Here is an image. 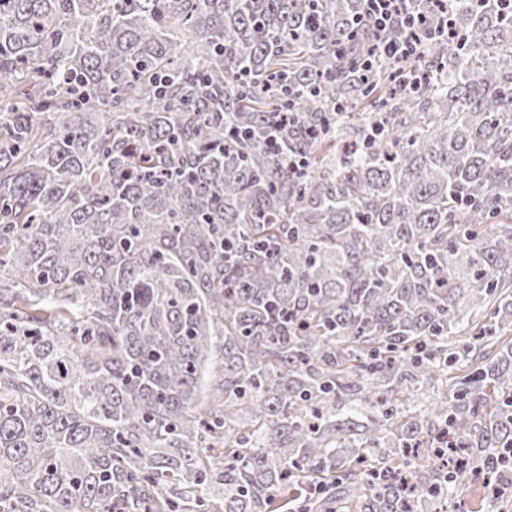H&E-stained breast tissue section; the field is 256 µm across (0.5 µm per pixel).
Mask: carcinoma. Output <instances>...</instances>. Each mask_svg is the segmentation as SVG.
Here are the masks:
<instances>
[{
  "mask_svg": "<svg viewBox=\"0 0 512 512\" xmlns=\"http://www.w3.org/2000/svg\"><path fill=\"white\" fill-rule=\"evenodd\" d=\"M449 4L404 87L364 0H0V512L512 470V0Z\"/></svg>",
  "mask_w": 512,
  "mask_h": 512,
  "instance_id": "1",
  "label": "carcinoma"
}]
</instances>
